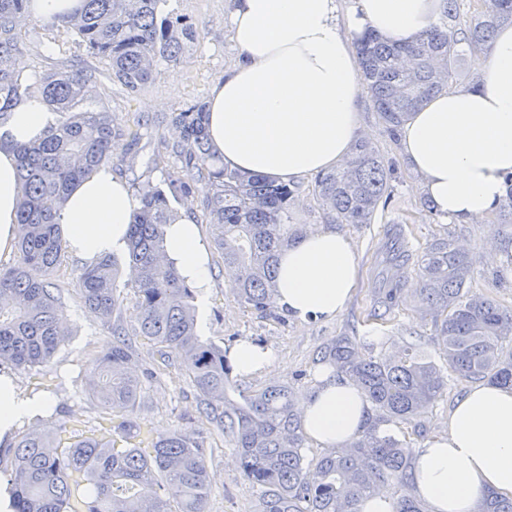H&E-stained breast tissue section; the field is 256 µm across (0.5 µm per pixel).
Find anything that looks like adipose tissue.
<instances>
[{"instance_id": "adipose-tissue-1", "label": "adipose tissue", "mask_w": 512, "mask_h": 512, "mask_svg": "<svg viewBox=\"0 0 512 512\" xmlns=\"http://www.w3.org/2000/svg\"><path fill=\"white\" fill-rule=\"evenodd\" d=\"M440 0H232L228 18L237 61L214 83L208 133L228 168L282 182L344 163L364 128L359 58L354 39L373 30L410 44L429 31ZM471 87H448L400 129L399 145L441 220L484 222L512 173V25L474 62ZM57 114L39 97L26 99L0 135V256L20 235L18 146L40 139ZM139 202L111 168L94 170L72 187L58 222L68 251L92 264L122 249ZM165 254L182 280L207 298L210 254L195 220L185 214L166 228ZM361 278L353 242L333 229L308 232L278 255L276 306L300 320H332ZM233 371L270 369L273 351L244 341L228 352ZM42 392L21 393L0 373V444L17 427L44 417ZM367 403L358 388L323 373L305 400L304 432L327 449L352 441ZM413 487L431 512H474L488 490L512 498V388L488 384L459 396L444 434L418 448Z\"/></svg>"}]
</instances>
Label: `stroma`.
<instances>
[{
  "instance_id": "obj_1",
  "label": "stroma",
  "mask_w": 512,
  "mask_h": 512,
  "mask_svg": "<svg viewBox=\"0 0 512 512\" xmlns=\"http://www.w3.org/2000/svg\"><path fill=\"white\" fill-rule=\"evenodd\" d=\"M230 0H168L170 13L191 23L197 30L178 65L160 62L156 79L132 92L113 81L109 63L91 54L80 39L63 28H49L32 19L17 25V62L27 82L43 74L61 72L79 65L91 73L97 107L111 112L123 128L138 130L140 139L134 151L119 147L112 156V170L126 181H139L167 190L174 209L194 216L205 243H212L213 228L208 224L198 197H183L170 189L175 167L171 144L175 137L168 119L172 113L207 101L210 88L237 58L226 27ZM360 118L372 143L385 162L395 170L394 197L388 207L378 209L371 223L345 224L341 230L355 243L361 265V283L347 308L333 320L302 321L292 316L276 319L254 311L237 298L219 252L211 254V288L206 302L198 303V332L203 339L228 349L251 340L271 348L276 362L269 371L250 377H234L233 390L256 391L272 385L288 387L298 400H305L318 386L314 359L319 347L342 334L362 337L374 351H394L410 337L429 342L434 326L420 305L414 283H407L395 310V318L384 325L366 322L365 316L383 286L381 261L387 229H402L413 254H421L434 238L447 234L463 241L473 255L470 286L473 291L493 296L512 309V281L495 285L496 268L482 261L490 232L506 236L512 226L503 224L499 212H492L488 223L458 224L435 218L419 196L416 180L390 136L370 99H363ZM300 192L290 205V221L309 229L326 227V216L312 194L313 178L299 179ZM82 260L65 255L51 280L61 290L69 336L54 357L48 372L18 371L14 377L19 389L47 392L52 410L46 418L48 430L61 422L77 424L85 433H98L105 409L90 399L87 387L94 360L112 345V333L81 302L78 276ZM134 370L141 382L137 416L155 432L166 434L182 429L196 436L204 447L210 471L209 512H253L256 493L244 481L238 457L223 435L201 416L199 394L189 373L179 361H164L146 343L139 341Z\"/></svg>"
}]
</instances>
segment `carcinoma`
Here are the masks:
<instances>
[{
	"mask_svg": "<svg viewBox=\"0 0 512 512\" xmlns=\"http://www.w3.org/2000/svg\"><path fill=\"white\" fill-rule=\"evenodd\" d=\"M29 0H0V129L14 109L32 96L58 112V123L33 144L17 147L22 235L16 258L0 268V366L31 369L48 365L67 341L64 303L49 276L60 264L63 245L57 219L70 188L109 163L116 142L137 134L115 125L112 113L93 106L92 75L74 66L31 85L15 67L14 30ZM167 0H82L80 9L44 22L73 32L92 54L106 58L112 79L132 91L152 82L158 62L176 64L184 41L196 30L165 11ZM467 0H443L439 21L426 36L393 45L366 31L355 39L360 80L390 135L412 113L446 89L454 63L464 52L490 48L494 35L512 25V0H481L469 14ZM176 171L172 185L184 196H201L214 244L233 276L244 305L274 315L276 255L303 236L291 229L288 210L300 187L224 167L212 150L206 109L196 103L171 116ZM393 168L371 142L354 143L338 168L315 178L313 194L333 224H369L393 193ZM141 207L129 227L128 262L134 279L118 281V259L104 257L78 277L79 298L112 333V349L95 361L98 381L89 395L123 415L112 434H74L55 455L43 451L50 432L28 431L10 448L13 459L0 495L11 512H206L211 478L201 445L182 430L140 440L134 420L140 381L128 371L140 336L160 356L183 360L209 424L240 456L244 480L256 492L255 512H361L383 483L394 488L392 512H430L410 485L411 442L388 425H410L448 389V378L482 380L512 387V310L467 286L468 253L438 238L417 256L420 301L433 314L431 341L438 359L409 342L396 352L367 356L357 337H336L317 353V363L356 385L371 407L363 430L349 446L321 455L306 452L298 401L286 386L229 396L231 367L223 348L197 332L195 292L163 259L164 225L173 210L164 191L137 187ZM382 306L368 318L386 320L403 288L405 250L390 248ZM127 303L139 324L120 321ZM128 447H117V439ZM478 512H512V498L486 491Z\"/></svg>",
	"mask_w": 512,
	"mask_h": 512,
	"instance_id": "1",
	"label": "carcinoma"
}]
</instances>
